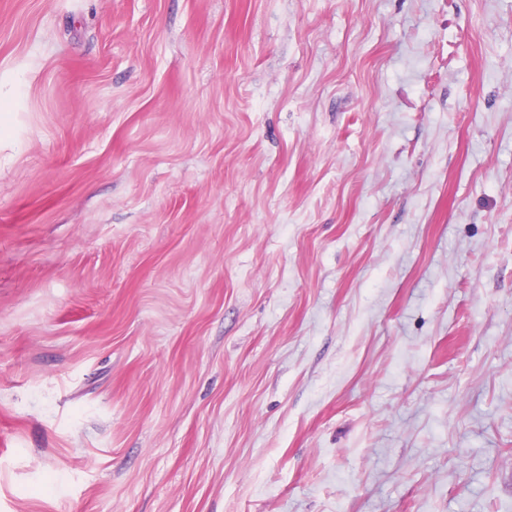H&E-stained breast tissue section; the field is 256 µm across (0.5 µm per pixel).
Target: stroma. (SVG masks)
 <instances>
[{
  "mask_svg": "<svg viewBox=\"0 0 512 512\" xmlns=\"http://www.w3.org/2000/svg\"><path fill=\"white\" fill-rule=\"evenodd\" d=\"M0 512H512V0H0Z\"/></svg>",
  "mask_w": 512,
  "mask_h": 512,
  "instance_id": "stroma-1",
  "label": "stroma"
}]
</instances>
